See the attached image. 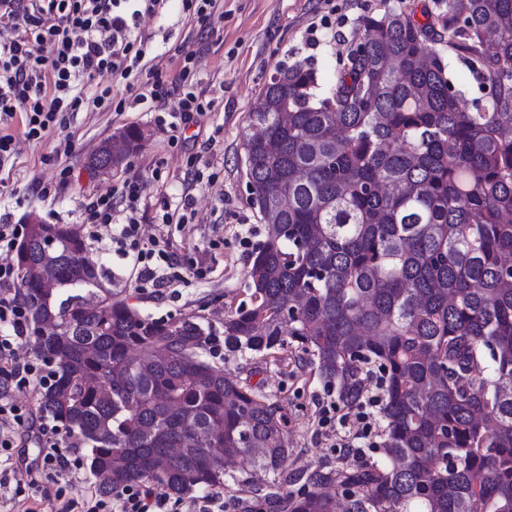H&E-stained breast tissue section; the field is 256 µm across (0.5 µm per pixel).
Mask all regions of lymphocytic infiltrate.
<instances>
[{"label": "lymphocytic infiltrate", "instance_id": "lymphocytic-infiltrate-1", "mask_svg": "<svg viewBox=\"0 0 512 512\" xmlns=\"http://www.w3.org/2000/svg\"><path fill=\"white\" fill-rule=\"evenodd\" d=\"M165 0H0V168L14 160L20 142L37 143L62 126L69 112L111 111L112 88L97 84L108 74L141 81L140 102L169 107L171 128L202 116L211 104L197 90L199 51L184 52L175 87H167L145 75L144 45L134 31L142 16L156 14ZM21 121L23 132L14 135L11 126ZM21 224H0V326L11 335L0 336V449L9 450L14 430L23 425L27 412L14 400L18 390L43 387L40 363L21 361L18 345L26 332L28 316L14 288L18 274L10 260L24 235ZM112 243L127 259L140 288L160 287L163 282L182 281L176 264L159 239L143 238L138 221L128 217ZM36 443L43 465L61 477H73L72 442L40 429ZM119 499L122 512H165L169 498L153 490H120L117 496L92 494L85 512H105L111 499Z\"/></svg>", "mask_w": 512, "mask_h": 512}]
</instances>
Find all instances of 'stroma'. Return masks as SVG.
<instances>
[{"mask_svg":"<svg viewBox=\"0 0 512 512\" xmlns=\"http://www.w3.org/2000/svg\"><path fill=\"white\" fill-rule=\"evenodd\" d=\"M402 4L419 17L431 0H222L207 25L183 13L179 0H169L162 14L143 17L136 29L148 44V66L161 82H174L183 51L204 42L197 89L211 100L210 111L172 131L149 105L137 102L138 86L106 74L100 82L125 100L122 111L67 114L64 127L39 143L21 144L13 166L0 171V220L13 224L34 215L81 233L86 204L111 194L114 221L102 225L99 241L90 244L93 259L111 271L113 290L142 316L196 317L214 339L211 363L286 407L291 423L285 470L293 477L335 465L342 457L335 428L320 424L323 403L337 395L301 360L299 349H289L288 364L281 367L259 356L242 358L224 346L228 307L249 301L250 253L266 239L246 187L249 115L261 106L263 88L280 66L307 62L321 90L330 89L350 50L363 39L362 16ZM134 125L150 130L147 145L110 174L90 178L84 168L90 152L113 132ZM129 181L144 185L136 213L142 233L165 242L184 276L155 293L139 289L126 261L111 250L112 234L127 215L122 191ZM187 197L193 200L188 219L182 216ZM166 214L172 217L167 224ZM245 237L246 249L240 244ZM38 453L25 433L15 448L0 451V471L11 477L0 489V512H55L67 501L78 508L98 487L86 467L81 483L65 484L40 467Z\"/></svg>","mask_w":512,"mask_h":512,"instance_id":"1","label":"stroma"}]
</instances>
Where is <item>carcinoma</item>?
I'll return each instance as SVG.
<instances>
[{
	"instance_id": "1",
	"label": "carcinoma",
	"mask_w": 512,
	"mask_h": 512,
	"mask_svg": "<svg viewBox=\"0 0 512 512\" xmlns=\"http://www.w3.org/2000/svg\"><path fill=\"white\" fill-rule=\"evenodd\" d=\"M425 16H363V50L325 94L302 63L266 84L245 174L271 199L267 239L250 305L224 320L232 352L275 357L297 343L348 410L376 383L380 457L349 448L288 489L286 408L207 362L192 320L156 321L116 298L66 226L48 254L30 224L13 258L20 296L59 321L40 404L87 446L91 472L109 474L101 492L179 495L229 478L251 493L234 499L241 512H512V0H432ZM452 56L486 91L470 109ZM114 136L127 152L103 140L90 176L150 138ZM257 470L273 480L253 489Z\"/></svg>"
}]
</instances>
